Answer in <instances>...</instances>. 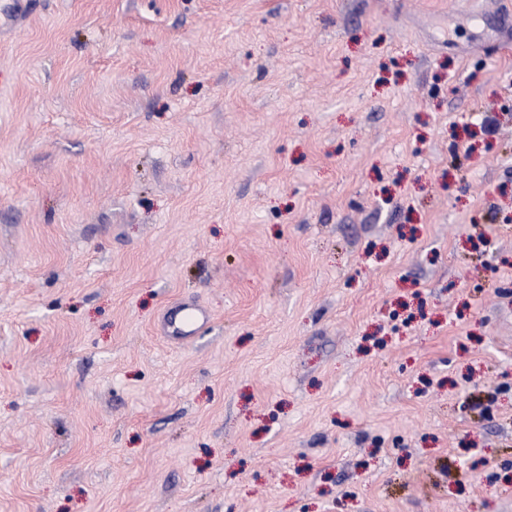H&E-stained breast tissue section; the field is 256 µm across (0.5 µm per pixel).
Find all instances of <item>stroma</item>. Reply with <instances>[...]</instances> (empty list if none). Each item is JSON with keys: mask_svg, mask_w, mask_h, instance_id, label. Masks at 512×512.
Masks as SVG:
<instances>
[{"mask_svg": "<svg viewBox=\"0 0 512 512\" xmlns=\"http://www.w3.org/2000/svg\"><path fill=\"white\" fill-rule=\"evenodd\" d=\"M23 4L0 512H512V0ZM210 320L207 311L194 302L169 304L162 318V330L168 337L189 342Z\"/></svg>", "mask_w": 512, "mask_h": 512, "instance_id": "1", "label": "stroma"}]
</instances>
